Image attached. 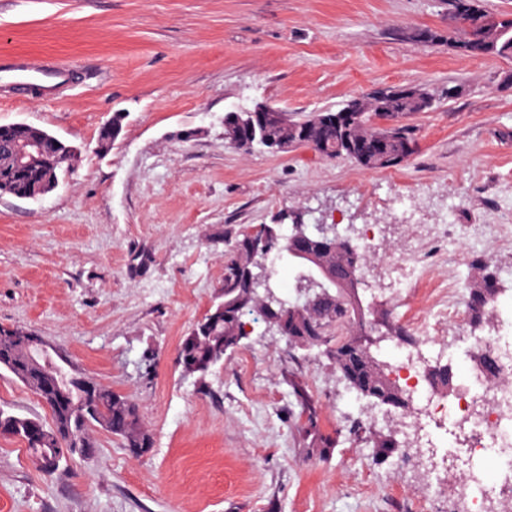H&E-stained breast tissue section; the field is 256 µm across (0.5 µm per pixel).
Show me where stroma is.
Masks as SVG:
<instances>
[{"instance_id": "stroma-1", "label": "stroma", "mask_w": 512, "mask_h": 512, "mask_svg": "<svg viewBox=\"0 0 512 512\" xmlns=\"http://www.w3.org/2000/svg\"><path fill=\"white\" fill-rule=\"evenodd\" d=\"M426 29L447 32V0H0V56L80 65L62 100L0 96V124L80 149L52 193L0 197V325L42 336L74 370L129 396L153 438L136 458L95 432L91 457L47 476L25 444L0 437V512H458L447 479L433 501L421 497L420 454L372 462L352 430L388 418L348 404L325 356L259 323L206 385L177 363L221 292L225 230L289 214L328 224L339 212L344 227L380 229L364 304L417 341L418 317H430L467 379L472 337L512 316V58L424 44ZM391 85L436 97L408 118L416 150L397 168L224 139L230 110H335ZM116 112L123 129L100 147ZM485 224L497 234L472 246ZM403 257L432 281L394 299L383 269ZM479 257L503 272L500 305L480 327L451 326L430 295L465 285ZM291 372L336 437L326 458L306 455ZM0 407L51 421L4 371Z\"/></svg>"}]
</instances>
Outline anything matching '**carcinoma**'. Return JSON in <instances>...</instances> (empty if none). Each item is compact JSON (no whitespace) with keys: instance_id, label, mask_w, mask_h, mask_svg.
I'll return each instance as SVG.
<instances>
[{"instance_id":"carcinoma-1","label":"carcinoma","mask_w":512,"mask_h":512,"mask_svg":"<svg viewBox=\"0 0 512 512\" xmlns=\"http://www.w3.org/2000/svg\"><path fill=\"white\" fill-rule=\"evenodd\" d=\"M460 1L467 6L469 18L460 28L444 35L437 31H425L427 43L447 42L457 53H464L469 44L482 48L484 56L512 57V18H500L481 9L477 0H448L449 10L456 8ZM435 98L424 88L409 87L403 94L392 97L381 95L376 88L359 98L348 100L344 108H358L353 122L345 127L327 128L320 132L310 148L322 157L349 158L360 166L372 170H387L401 166L416 149L415 140L401 120L417 112L433 109ZM323 112H311L301 117H290L278 113L274 121L259 130L254 144L242 147L249 151L253 145H261L273 153H286L292 148L304 145L302 132L322 125ZM124 113L115 112L110 124L101 127L98 139L101 146H109L122 131ZM39 139L42 141L44 156L36 169L26 172L5 171L4 153L6 146L15 142ZM75 155L73 146L66 144L47 131L24 123L0 125V196L18 198L29 194L35 198L52 192L59 184V178L68 173L70 157ZM285 218L271 224L261 225V230L269 231L276 237L274 248L294 257L296 246L291 235L282 233ZM228 249L224 253V285L218 297L205 316L183 337L177 351L182 372L195 376L200 382L219 363L224 355L241 346L246 333L242 316L255 314L262 318L280 336L288 340L292 348L307 351L318 350L326 353L336 375L346 388L356 393L357 399L364 402L367 411L378 407L386 408L391 415L406 412L411 408V399L402 395L393 385L379 380L381 368L386 362L378 356L379 345L370 346L373 363L361 368L352 354L337 346L338 339L345 337L356 341L372 332L376 320L367 319L368 309L360 316L349 312L359 301L358 289H328L311 300L301 297L290 301L271 297L266 288L272 271L262 266L266 258L254 254L253 246L244 232L232 229L224 232ZM317 256L327 266L337 271L346 281L351 277H361L364 259L352 236L335 235V244L325 247L315 244ZM491 280H501L500 270L487 259H476L470 264L465 304L470 323L479 327L489 317L490 304L498 293L487 291ZM475 369L483 379L505 388L512 381L503 376L497 356L488 352L473 354ZM39 370L48 374L60 386L71 389L79 412L50 410L51 424L45 425L36 418L15 414L0 408V436L20 439L31 453L36 467L44 474H56L61 464L77 456V452L63 444L66 437L75 441H86L94 445L91 432L99 428L118 438L123 447L137 448L147 453L153 446L150 432L141 423L136 404L126 395L109 387L99 386L98 399L86 403L80 391L78 375L67 367L61 358L46 352L38 356ZM0 370L10 373L15 380L29 390L37 388V379L22 374L13 364L0 360ZM453 366L440 362L429 367L426 378L440 387L453 383ZM294 394L301 405L299 419L302 428L311 436L308 453L325 457L335 447L336 438L321 433L318 425V412L310 400L306 389L297 381L292 382ZM39 435L44 443L38 447L30 442V436ZM372 457L387 461L399 455L395 443V429L370 430L366 436Z\"/></svg>"}]
</instances>
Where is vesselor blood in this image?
<instances>
[{
	"label": "vessel or blood",
	"instance_id": "vessel-or-blood-1",
	"mask_svg": "<svg viewBox=\"0 0 512 512\" xmlns=\"http://www.w3.org/2000/svg\"><path fill=\"white\" fill-rule=\"evenodd\" d=\"M78 64L33 62L22 57L0 58V88L15 96L59 100L71 86Z\"/></svg>",
	"mask_w": 512,
	"mask_h": 512
}]
</instances>
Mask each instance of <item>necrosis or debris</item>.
I'll use <instances>...</instances> for the list:
<instances>
[{
  "instance_id": "1",
  "label": "necrosis or debris",
  "mask_w": 512,
  "mask_h": 512,
  "mask_svg": "<svg viewBox=\"0 0 512 512\" xmlns=\"http://www.w3.org/2000/svg\"><path fill=\"white\" fill-rule=\"evenodd\" d=\"M428 364V357L401 351L390 365V374L403 380L416 406L415 413L400 416L401 427L410 442L428 453L437 448V431L466 422L467 441L450 451L461 476L451 492L463 503V512H493L503 499L500 479L512 480V391L472 375L442 399L424 376ZM487 458L496 460L498 479L475 474L473 461Z\"/></svg>"
}]
</instances>
